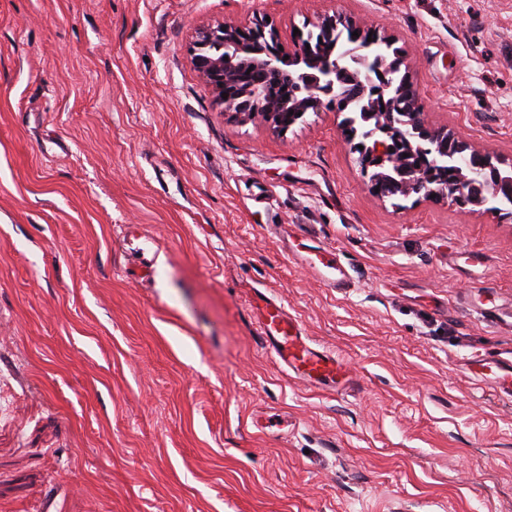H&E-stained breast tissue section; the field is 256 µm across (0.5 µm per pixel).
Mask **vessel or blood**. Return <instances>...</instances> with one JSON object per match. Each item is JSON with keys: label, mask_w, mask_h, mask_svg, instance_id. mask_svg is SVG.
<instances>
[{"label": "vessel or blood", "mask_w": 512, "mask_h": 512, "mask_svg": "<svg viewBox=\"0 0 512 512\" xmlns=\"http://www.w3.org/2000/svg\"><path fill=\"white\" fill-rule=\"evenodd\" d=\"M303 260L327 287H351L350 275L338 254L311 251ZM253 310L270 355L289 377L339 394L353 389L355 380L345 362L306 336L299 320L281 301L258 291L253 297ZM465 367L499 396L512 398V358L479 355L469 358Z\"/></svg>", "instance_id": "obj_1"}]
</instances>
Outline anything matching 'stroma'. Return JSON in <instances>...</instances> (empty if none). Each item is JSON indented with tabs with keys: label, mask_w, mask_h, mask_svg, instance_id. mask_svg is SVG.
<instances>
[{
	"label": "stroma",
	"mask_w": 512,
	"mask_h": 512,
	"mask_svg": "<svg viewBox=\"0 0 512 512\" xmlns=\"http://www.w3.org/2000/svg\"><path fill=\"white\" fill-rule=\"evenodd\" d=\"M257 17L396 38L512 166V0H0V512H512V401L465 368L512 357V215L374 195L333 109L228 121L189 48ZM258 290L354 392L280 371ZM300 258L329 288H351L352 281L337 253L326 250L306 251Z\"/></svg>",
	"instance_id": "1"
}]
</instances>
